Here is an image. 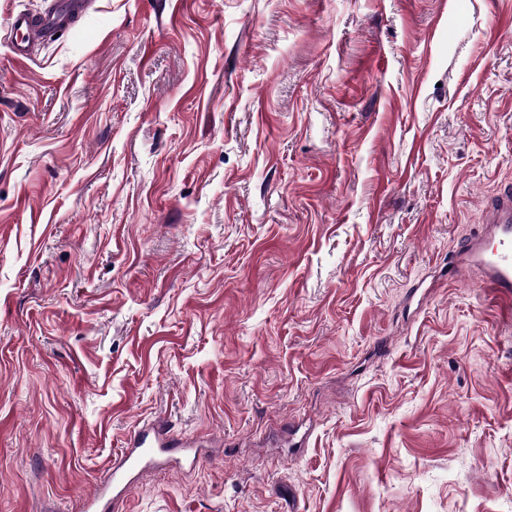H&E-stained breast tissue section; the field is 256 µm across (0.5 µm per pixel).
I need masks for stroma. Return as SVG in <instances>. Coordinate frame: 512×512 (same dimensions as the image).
I'll return each mask as SVG.
<instances>
[{
    "instance_id": "1",
    "label": "stroma",
    "mask_w": 512,
    "mask_h": 512,
    "mask_svg": "<svg viewBox=\"0 0 512 512\" xmlns=\"http://www.w3.org/2000/svg\"><path fill=\"white\" fill-rule=\"evenodd\" d=\"M0 0V512H512V0ZM90 0H50L43 15L17 12L10 16L8 27L13 36L11 43L18 59H29L40 44L70 26L71 21L84 13ZM486 232L467 239L461 252L478 269L486 288L512 299V192L505 190L486 209ZM193 443L175 434L164 418L148 419L141 422L127 437L126 449L120 459L113 462L108 470L106 482H98L91 492L82 499L83 512H99L100 506L111 490H118L112 498L114 506L128 484V477L139 468L160 462L161 454L175 448H192Z\"/></svg>"
}]
</instances>
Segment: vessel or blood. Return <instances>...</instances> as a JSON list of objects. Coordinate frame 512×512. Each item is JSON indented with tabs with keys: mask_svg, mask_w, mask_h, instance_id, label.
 Here are the masks:
<instances>
[{
	"mask_svg": "<svg viewBox=\"0 0 512 512\" xmlns=\"http://www.w3.org/2000/svg\"><path fill=\"white\" fill-rule=\"evenodd\" d=\"M90 0H50L44 14L36 16L17 12L10 16L8 27L13 36L12 48L18 59L30 57L40 44L69 27L84 13ZM484 234L467 239L462 253L478 269L483 285L499 297L512 299V192L504 191L486 209ZM190 440L175 434L160 417L141 422L126 440V449L113 462L108 479L98 482L82 499V512H99L106 496L124 490L128 478L139 468L159 463L162 454L176 448H191Z\"/></svg>",
	"mask_w": 512,
	"mask_h": 512,
	"instance_id": "1",
	"label": "vessel or blood"
}]
</instances>
